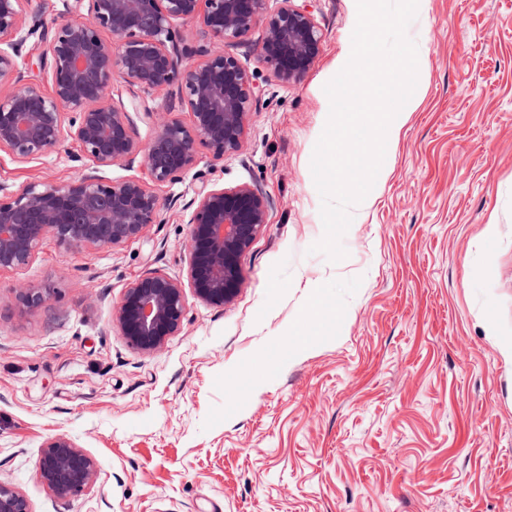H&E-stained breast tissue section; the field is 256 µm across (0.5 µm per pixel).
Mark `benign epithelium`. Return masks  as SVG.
<instances>
[{
	"label": "benign epithelium",
	"instance_id": "obj_1",
	"mask_svg": "<svg viewBox=\"0 0 512 512\" xmlns=\"http://www.w3.org/2000/svg\"><path fill=\"white\" fill-rule=\"evenodd\" d=\"M29 0H0V149L19 159L44 156L75 139L98 167H146L153 182L176 183L197 165V146L213 160L242 146L253 103L261 89L225 46L246 37L259 23L264 36L260 62L282 83L300 80L320 53L321 35L312 15L278 0H62L64 16L47 24L26 17ZM196 22L209 45L192 49L176 26ZM39 34L38 61L48 70L52 94L37 81L21 82L19 60L30 37ZM111 35L106 41L103 34ZM132 97L176 84L191 116L172 109H143L156 135L146 144L133 137V120L112 104L114 74ZM269 201L250 185L233 188L201 182L185 204L189 234L187 281L148 272L128 286L112 309V322L142 354L161 350L178 334L187 308L186 290L198 301L222 308L233 302L241 282L240 258L267 223ZM162 203L138 180L106 182L86 175L67 184L35 182L14 191L0 185V268L27 263L50 232L69 248H117L158 223ZM50 289L20 287L17 301L37 308ZM38 469L60 498L95 485L96 460L66 435L48 439ZM0 512H33L28 498L0 480Z\"/></svg>",
	"mask_w": 512,
	"mask_h": 512
}]
</instances>
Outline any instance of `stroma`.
<instances>
[{
  "mask_svg": "<svg viewBox=\"0 0 512 512\" xmlns=\"http://www.w3.org/2000/svg\"><path fill=\"white\" fill-rule=\"evenodd\" d=\"M294 3L322 37L300 81L259 62L262 26L228 48L262 90L238 152L199 147L175 184L101 168L150 184L159 223L114 249L47 234L0 269V478L33 512H512V372L490 341L512 336V0H419L421 93L337 263L309 251L323 236L311 158L356 0ZM89 168L73 140L37 159L0 151L11 190ZM204 181L260 188L268 222L234 302L189 299L182 332L142 354L112 308L145 273L185 279L183 206ZM23 283L48 304L19 305ZM59 434L99 467L66 499L37 469Z\"/></svg>",
  "mask_w": 512,
  "mask_h": 512,
  "instance_id": "1",
  "label": "stroma"
}]
</instances>
